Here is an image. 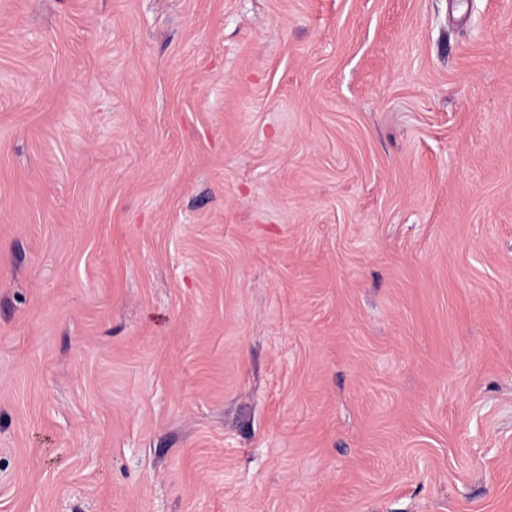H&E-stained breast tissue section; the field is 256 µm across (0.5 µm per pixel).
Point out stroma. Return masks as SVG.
<instances>
[{
	"instance_id": "obj_1",
	"label": "stroma",
	"mask_w": 512,
	"mask_h": 512,
	"mask_svg": "<svg viewBox=\"0 0 512 512\" xmlns=\"http://www.w3.org/2000/svg\"><path fill=\"white\" fill-rule=\"evenodd\" d=\"M0 512H512V0H0Z\"/></svg>"
}]
</instances>
